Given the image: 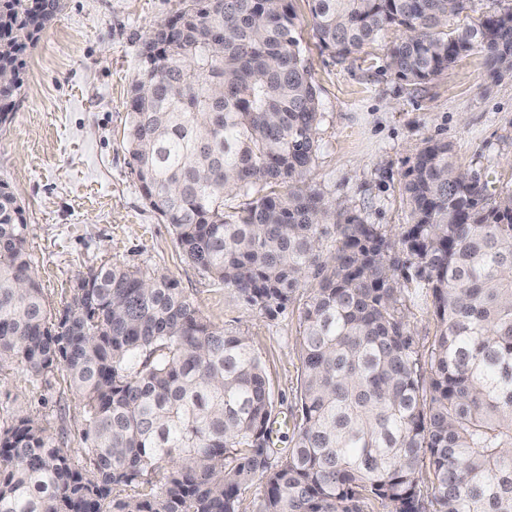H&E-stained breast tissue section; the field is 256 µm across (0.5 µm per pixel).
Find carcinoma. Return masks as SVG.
<instances>
[{
	"label": "carcinoma",
	"instance_id": "obj_1",
	"mask_svg": "<svg viewBox=\"0 0 512 512\" xmlns=\"http://www.w3.org/2000/svg\"><path fill=\"white\" fill-rule=\"evenodd\" d=\"M0 0V126L22 87L34 11ZM322 47L360 52L388 28L398 80L426 83L480 51L512 61V8L447 30L468 0H309ZM288 0H182L145 38L128 97V153L186 259L250 306L301 316L300 409L274 461L273 402L250 339L214 328L161 272L91 270L54 312L30 270L27 223L0 183V367L61 370L80 397L84 463L18 415L0 429V512H512V192L430 140L404 186L396 237L300 186L319 99ZM250 198L236 211L224 198ZM333 234L327 255L322 239ZM422 297L438 334L420 352L398 315Z\"/></svg>",
	"mask_w": 512,
	"mask_h": 512
}]
</instances>
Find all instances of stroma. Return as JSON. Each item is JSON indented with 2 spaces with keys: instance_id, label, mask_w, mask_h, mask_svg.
I'll use <instances>...</instances> for the list:
<instances>
[{
  "instance_id": "stroma-1",
  "label": "stroma",
  "mask_w": 512,
  "mask_h": 512,
  "mask_svg": "<svg viewBox=\"0 0 512 512\" xmlns=\"http://www.w3.org/2000/svg\"><path fill=\"white\" fill-rule=\"evenodd\" d=\"M180 0H61L23 57L13 119L0 128V181L25 209L31 269L53 307L89 270L109 263L175 279L216 328L249 337L277 417L299 413L301 312L315 280L286 311L266 314L189 263L172 228L143 199L125 149L128 92L143 40ZM293 35L320 102L318 150L307 181L341 213L396 234L408 221L405 176L425 141L452 145L458 165L490 191L512 189V76L491 81L476 52L434 81L394 78L387 31L340 59L323 50L306 0H293ZM50 427L74 459L81 401L63 372L31 381L24 364L0 369V428L16 414Z\"/></svg>"
}]
</instances>
